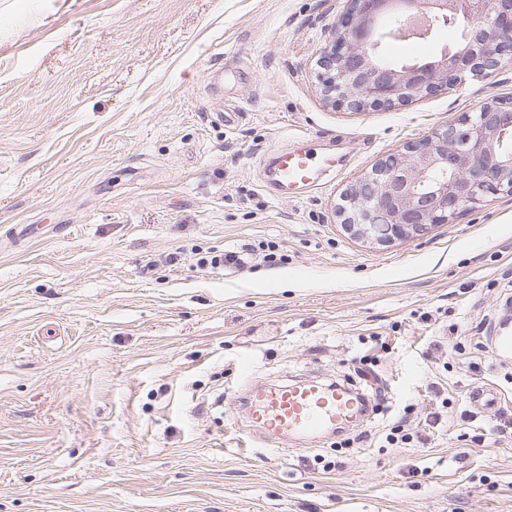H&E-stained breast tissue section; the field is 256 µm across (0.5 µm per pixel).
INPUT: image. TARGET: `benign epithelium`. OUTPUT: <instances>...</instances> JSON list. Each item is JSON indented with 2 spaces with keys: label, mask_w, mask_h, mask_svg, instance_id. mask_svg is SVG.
I'll list each match as a JSON object with an SVG mask.
<instances>
[{
  "label": "benign epithelium",
  "mask_w": 512,
  "mask_h": 512,
  "mask_svg": "<svg viewBox=\"0 0 512 512\" xmlns=\"http://www.w3.org/2000/svg\"><path fill=\"white\" fill-rule=\"evenodd\" d=\"M333 43L316 65L328 103L352 111L392 107L446 87L465 73L512 65V0H347ZM406 5L434 24L466 22L458 46L425 61L379 62L378 22ZM512 195V105L486 102L457 123L381 159L343 196L345 227L379 246L427 235L490 196Z\"/></svg>",
  "instance_id": "obj_1"
}]
</instances>
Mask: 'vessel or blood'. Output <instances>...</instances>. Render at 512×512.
<instances>
[{
	"instance_id": "b4317fda",
	"label": "vessel or blood",
	"mask_w": 512,
	"mask_h": 512,
	"mask_svg": "<svg viewBox=\"0 0 512 512\" xmlns=\"http://www.w3.org/2000/svg\"><path fill=\"white\" fill-rule=\"evenodd\" d=\"M334 153L317 151L299 143L277 150L270 166V183L282 194L316 185L321 172L334 169ZM359 399L336 386L306 379L277 388L251 389L252 421L268 434L285 438L316 435L349 422Z\"/></svg>"
}]
</instances>
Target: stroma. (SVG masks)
I'll use <instances>...</instances> for the list:
<instances>
[{"label":"stroma","mask_w":512,"mask_h":512,"mask_svg":"<svg viewBox=\"0 0 512 512\" xmlns=\"http://www.w3.org/2000/svg\"><path fill=\"white\" fill-rule=\"evenodd\" d=\"M346 10L0 0V512H512V439L490 433L512 362L485 341L512 322V196L388 247L339 211L387 154L512 101V67L327 106L315 62ZM462 29L382 52L430 57ZM296 141L340 144L342 166L275 195L263 163ZM267 240L284 263H197ZM364 362L372 421L254 435L251 383L363 393ZM402 414L414 439L396 448Z\"/></svg>","instance_id":"obj_1"}]
</instances>
